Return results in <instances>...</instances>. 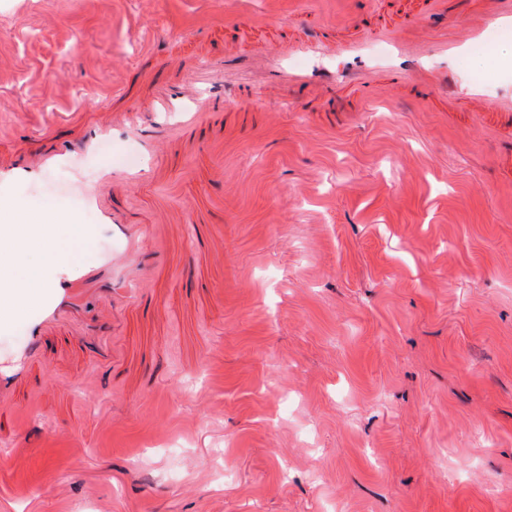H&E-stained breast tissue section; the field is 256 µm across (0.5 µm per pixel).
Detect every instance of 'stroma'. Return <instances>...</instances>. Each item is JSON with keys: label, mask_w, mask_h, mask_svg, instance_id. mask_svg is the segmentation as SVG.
<instances>
[{"label": "stroma", "mask_w": 512, "mask_h": 512, "mask_svg": "<svg viewBox=\"0 0 512 512\" xmlns=\"http://www.w3.org/2000/svg\"><path fill=\"white\" fill-rule=\"evenodd\" d=\"M484 8L0 0V168L149 113L178 70L202 91L228 75L250 106L149 154L113 131L84 164L88 183L152 168L102 204L172 234L102 356L76 324L45 336L0 412V512H512V115L491 107L512 57L468 72L436 53ZM418 29L427 73L388 70L373 94L273 89L252 60ZM0 199L96 225L68 237L71 265L96 267L111 228L70 162ZM128 112L137 111L123 110L109 112L104 121L94 126V130L89 133L80 151L84 154H92L100 141L112 137V128L131 127L134 118ZM141 175V171L138 167L136 168H127L125 169L120 176H118L115 173H111L106 168H102L100 172V176L102 177V182L100 186L94 190L89 191L84 198V201L88 205H93L95 202L100 201L102 191L108 187V185L111 183V181H115L117 178L121 177L125 179L126 181H136L139 179Z\"/></svg>", "instance_id": "stroma-1"}]
</instances>
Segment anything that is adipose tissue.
Listing matches in <instances>:
<instances>
[{
  "label": "adipose tissue",
  "instance_id": "1",
  "mask_svg": "<svg viewBox=\"0 0 512 512\" xmlns=\"http://www.w3.org/2000/svg\"><path fill=\"white\" fill-rule=\"evenodd\" d=\"M68 220L65 214L21 209L0 221V277L6 280L0 290V316L18 315L29 302L41 298L47 286L44 277L19 281L12 271L34 249L40 250L46 261L56 260L64 251L59 230Z\"/></svg>",
  "mask_w": 512,
  "mask_h": 512
}]
</instances>
